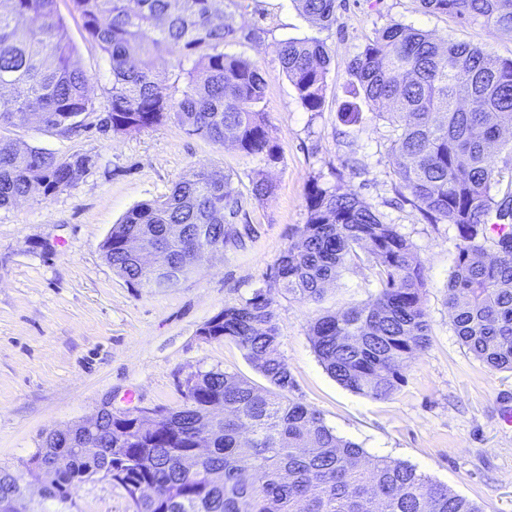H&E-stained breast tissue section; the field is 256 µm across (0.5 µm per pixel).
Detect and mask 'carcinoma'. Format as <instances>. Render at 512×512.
Wrapping results in <instances>:
<instances>
[{
	"label": "carcinoma",
	"instance_id": "cac0c4a2",
	"mask_svg": "<svg viewBox=\"0 0 512 512\" xmlns=\"http://www.w3.org/2000/svg\"><path fill=\"white\" fill-rule=\"evenodd\" d=\"M58 0L0 3V129L36 120L63 133L89 109V78ZM112 71L106 125L139 132L175 120L213 144L228 138L247 156L274 167L263 109L266 79L251 61L224 53L234 18L213 22L217 0H70ZM313 23H336V0H294ZM428 13L483 20L512 32V0H420ZM283 73L311 111L325 101L330 57L314 38L278 44ZM177 71L179 98L156 79ZM341 109L356 122L366 105L397 131L394 174L432 224H452L460 240L448 282V308L461 344L494 370L512 371V179L492 163L504 130H512V59L468 43L390 23L350 66ZM468 104L458 106V91ZM85 155L59 158L19 148L0 136V207L38 185L68 189L89 166ZM243 197L233 177L192 168L161 199L129 210L102 243L105 260L133 287L173 288L197 268L204 250L238 238ZM308 219L273 277L288 293L315 301L352 260L375 270L381 289L364 305L338 310L311 325V342L341 386L371 399L392 395L416 355L430 343L423 304V267L412 244L385 224L355 192L312 186ZM157 249L159 279L128 247ZM495 257L485 259L486 246ZM199 335L229 341L268 381L261 392L236 373L210 369L181 383L185 402L160 418L103 412L95 430L81 424L42 436L29 462L44 467L41 501L32 502L0 468V512H70V488L112 465V485L146 483L152 494L133 512H484L402 461L366 455L336 436L320 413L288 398L292 378L281 354L274 299L258 290L226 305Z\"/></svg>",
	"mask_w": 512,
	"mask_h": 512
}]
</instances>
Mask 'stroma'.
I'll return each mask as SVG.
<instances>
[{"instance_id":"stroma-1","label":"stroma","mask_w":512,"mask_h":512,"mask_svg":"<svg viewBox=\"0 0 512 512\" xmlns=\"http://www.w3.org/2000/svg\"><path fill=\"white\" fill-rule=\"evenodd\" d=\"M76 61L89 75L92 106L77 131L62 133L33 121L8 128L22 147L66 158L90 157L67 190L34 189L0 208V467L25 485V462L53 429L92 421L104 408L171 410L183 403L180 384L197 370L235 372L257 388L265 378L244 350L207 341L198 331L225 305L270 290L280 350L293 385L290 399L318 411L337 436L372 457L415 467L485 512H512V371L493 370L463 347L447 303L457 231L432 224L400 188L391 145L396 131L363 110L343 122L340 110L350 65L375 33L398 22L436 41L465 42L512 58V34L478 21L425 12L420 0H336L335 24L322 28L294 0H220L236 37L225 53L255 62L266 82L267 132L280 147L273 194L257 198L252 182L262 164L231 142L216 145L172 122L132 134L107 128L112 72L73 13L58 0ZM315 37L330 54L321 111H307L283 74L276 46ZM204 166L233 174L243 194L238 242L210 255L179 287L135 288L107 264L101 244L135 205L167 194L187 170ZM354 190L386 224L412 244L426 281L430 344L389 397L372 400L345 389L319 363L310 339L314 318L373 300L380 286L367 263L344 265L318 301H303L275 285L271 274L307 221L312 185ZM72 512H132L121 489L87 482L71 490Z\"/></svg>"}]
</instances>
